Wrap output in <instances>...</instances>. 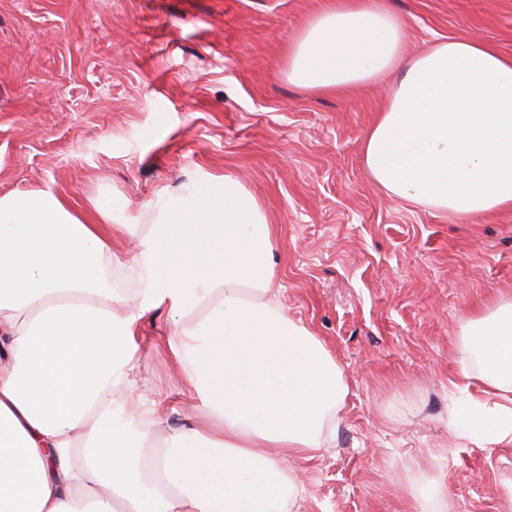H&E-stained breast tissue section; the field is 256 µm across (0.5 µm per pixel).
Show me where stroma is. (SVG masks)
I'll list each match as a JSON object with an SVG mask.
<instances>
[{
	"label": "stroma",
	"mask_w": 512,
	"mask_h": 512,
	"mask_svg": "<svg viewBox=\"0 0 512 512\" xmlns=\"http://www.w3.org/2000/svg\"><path fill=\"white\" fill-rule=\"evenodd\" d=\"M325 0H0V196L54 181L74 205L208 172L253 193L279 247L289 318L336 359L348 393L336 436L286 460L299 512H512V446L453 443L448 408L469 355L459 332L512 295V207L456 223L386 196L363 138L395 75L343 94L288 81V44ZM416 54L451 36L512 56V0H389ZM142 323L140 383L169 427L190 425L164 345Z\"/></svg>",
	"instance_id": "stroma-1"
}]
</instances>
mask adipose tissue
I'll return each instance as SVG.
<instances>
[{
	"mask_svg": "<svg viewBox=\"0 0 512 512\" xmlns=\"http://www.w3.org/2000/svg\"><path fill=\"white\" fill-rule=\"evenodd\" d=\"M396 74L363 140L388 196L452 217L512 206V57L448 38L407 53L385 0H329L294 39L288 79L341 93ZM74 211L50 184L0 196V512H298L300 459L336 436L347 395L335 358L288 320L277 244L233 176ZM166 308L194 426L139 391L142 318ZM480 396L453 438L512 445V299L468 320Z\"/></svg>",
	"mask_w": 512,
	"mask_h": 512,
	"instance_id": "obj_1",
	"label": "adipose tissue"
}]
</instances>
